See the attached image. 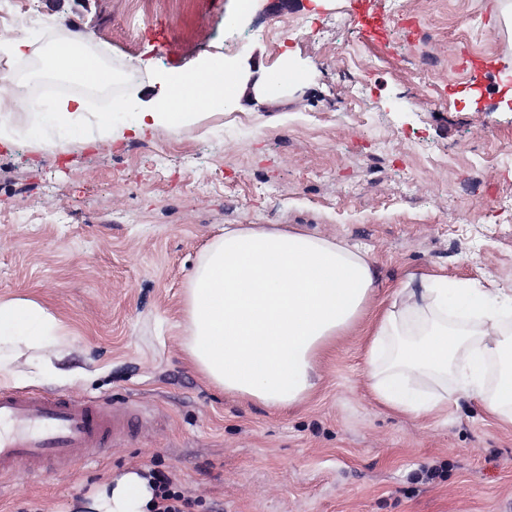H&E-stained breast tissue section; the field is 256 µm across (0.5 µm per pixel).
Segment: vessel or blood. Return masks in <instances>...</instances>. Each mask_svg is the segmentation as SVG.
Wrapping results in <instances>:
<instances>
[{"mask_svg": "<svg viewBox=\"0 0 512 512\" xmlns=\"http://www.w3.org/2000/svg\"><path fill=\"white\" fill-rule=\"evenodd\" d=\"M355 21L373 40H386L389 19L374 7V0H359ZM499 68L497 57L468 55L465 69L471 80L490 77ZM13 427L0 432V478L24 472H41L45 463L81 449L94 458L132 440L146 429L148 421L134 405L114 407L94 398H71L60 394L14 392L0 389V424Z\"/></svg>", "mask_w": 512, "mask_h": 512, "instance_id": "obj_1", "label": "vessel or blood"}]
</instances>
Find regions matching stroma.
I'll list each match as a JSON object with an SVG mask.
<instances>
[{
    "label": "stroma",
    "mask_w": 512,
    "mask_h": 512,
    "mask_svg": "<svg viewBox=\"0 0 512 512\" xmlns=\"http://www.w3.org/2000/svg\"><path fill=\"white\" fill-rule=\"evenodd\" d=\"M391 19L370 41L351 0H0V75L41 107L90 112L161 98L164 76L227 55L242 73L305 78L274 100L201 115L184 129L38 145L32 110L0 145V299L29 298L62 324L66 381L13 390L138 399L149 433L95 460L0 483V512H92L131 470L166 474L184 512H512V425L452 396L419 417L384 407L368 379L369 331L409 275L512 289V30L497 0H375ZM169 26L166 47L150 24ZM240 47L224 52L227 26ZM273 37H263L264 29ZM87 36L113 79L85 89L44 76L55 40ZM31 42L27 56L8 40ZM493 53L499 76L470 85L461 52ZM362 79L358 115L345 112ZM298 230L371 259L377 289L318 356L316 383L276 409L214 388L187 357L185 291L225 225Z\"/></svg>",
    "instance_id": "1"
}]
</instances>
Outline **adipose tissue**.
Listing matches in <instances>:
<instances>
[{
    "label": "adipose tissue",
    "mask_w": 512,
    "mask_h": 512,
    "mask_svg": "<svg viewBox=\"0 0 512 512\" xmlns=\"http://www.w3.org/2000/svg\"><path fill=\"white\" fill-rule=\"evenodd\" d=\"M167 92L130 130L94 116L99 139L186 127L202 111L241 101L247 82L222 57L170 72ZM367 257L335 239L240 224L204 250L186 290L184 349L209 383L276 408L313 386L314 359L349 328L370 299ZM512 303L495 289L423 275L398 288L370 331L374 397L415 416L446 410L449 391L479 397L486 413L512 423ZM57 317L27 299H0V376H55ZM495 380H488L491 366ZM154 493L129 472L95 501L97 512H147Z\"/></svg>",
    "instance_id": "ef3b65f1"
}]
</instances>
